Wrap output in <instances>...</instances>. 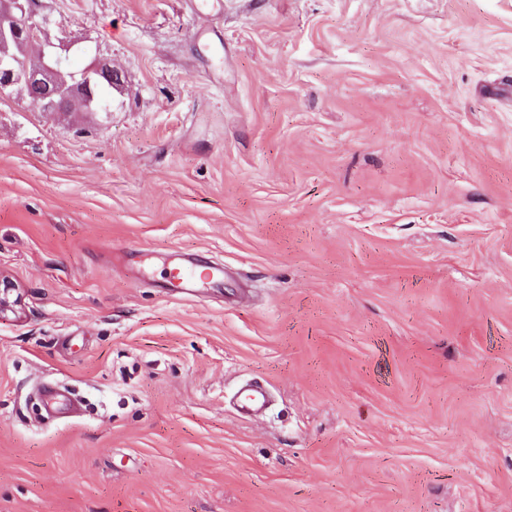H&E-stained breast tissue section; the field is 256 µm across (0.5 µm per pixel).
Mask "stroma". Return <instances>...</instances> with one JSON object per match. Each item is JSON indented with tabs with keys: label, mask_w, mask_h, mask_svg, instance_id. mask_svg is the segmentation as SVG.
Masks as SVG:
<instances>
[{
	"label": "stroma",
	"mask_w": 512,
	"mask_h": 512,
	"mask_svg": "<svg viewBox=\"0 0 512 512\" xmlns=\"http://www.w3.org/2000/svg\"><path fill=\"white\" fill-rule=\"evenodd\" d=\"M40 12L124 89L0 92V512H512V0ZM222 270L215 266L201 268L198 265H179L170 276L171 280L178 282L179 292L183 295H192L209 277L220 276ZM264 403V394L257 388H245L238 394V408L242 413L256 415L262 410Z\"/></svg>",
	"instance_id": "obj_1"
}]
</instances>
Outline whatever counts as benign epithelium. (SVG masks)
<instances>
[{"label":"benign epithelium","mask_w":512,"mask_h":512,"mask_svg":"<svg viewBox=\"0 0 512 512\" xmlns=\"http://www.w3.org/2000/svg\"><path fill=\"white\" fill-rule=\"evenodd\" d=\"M23 86L31 106L40 112H98L99 90L122 91L112 64L93 59L81 71L57 51L40 14V0H0V92ZM18 304L15 286L0 276V315Z\"/></svg>","instance_id":"7a95c632"}]
</instances>
